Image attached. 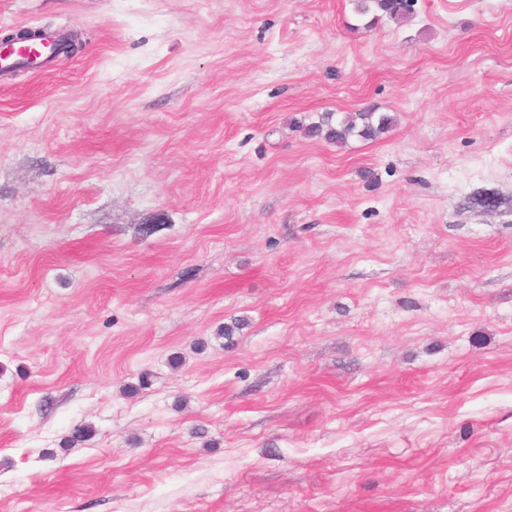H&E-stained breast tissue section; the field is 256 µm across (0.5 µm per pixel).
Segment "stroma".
Segmentation results:
<instances>
[{"instance_id":"1","label":"stroma","mask_w":512,"mask_h":512,"mask_svg":"<svg viewBox=\"0 0 512 512\" xmlns=\"http://www.w3.org/2000/svg\"><path fill=\"white\" fill-rule=\"evenodd\" d=\"M409 2L0 0V512H512V0ZM354 2V10L360 16H368L375 13L389 14L390 16H396L402 7L403 0H352ZM378 15H375L371 21H369L365 28L369 29L373 27ZM393 118L378 112H354L344 115L333 124L330 117L320 123L307 126L309 137H323L329 143L343 145L351 136H359L365 140H374L388 131Z\"/></svg>"}]
</instances>
